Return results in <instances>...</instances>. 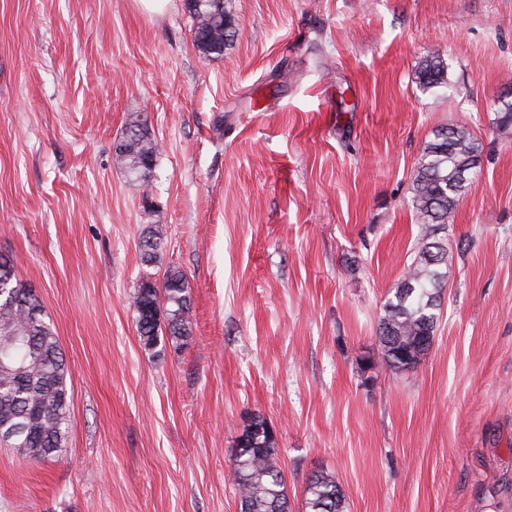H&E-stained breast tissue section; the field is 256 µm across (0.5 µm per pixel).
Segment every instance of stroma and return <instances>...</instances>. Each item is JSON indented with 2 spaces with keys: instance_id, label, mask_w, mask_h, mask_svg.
I'll return each instance as SVG.
<instances>
[{
  "instance_id": "stroma-1",
  "label": "stroma",
  "mask_w": 512,
  "mask_h": 512,
  "mask_svg": "<svg viewBox=\"0 0 512 512\" xmlns=\"http://www.w3.org/2000/svg\"><path fill=\"white\" fill-rule=\"evenodd\" d=\"M218 58L185 0H0V253L71 374L69 437L0 445V512H240L244 420L277 431L293 512L335 475L347 512L512 506V0H232ZM447 87L420 90L428 53ZM157 153L114 160L132 118ZM446 124L484 155L448 220L427 357L367 367L418 233L410 184ZM160 228L157 262L138 242ZM185 274L187 345L143 348L131 298Z\"/></svg>"
}]
</instances>
